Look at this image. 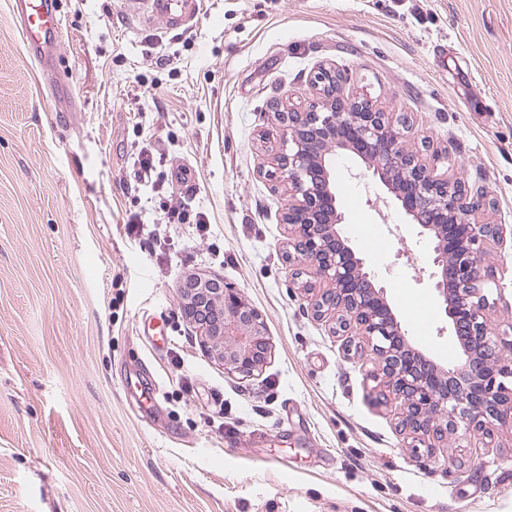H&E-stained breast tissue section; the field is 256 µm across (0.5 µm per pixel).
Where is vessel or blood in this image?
<instances>
[{"label":"vessel or blood","mask_w":512,"mask_h":512,"mask_svg":"<svg viewBox=\"0 0 512 512\" xmlns=\"http://www.w3.org/2000/svg\"><path fill=\"white\" fill-rule=\"evenodd\" d=\"M126 12L141 26L164 23L185 29L198 19L202 0H126ZM13 11L22 30L24 46L47 75H54L62 51L61 18L52 0H15Z\"/></svg>","instance_id":"1"}]
</instances>
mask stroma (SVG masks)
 Instances as JSON below:
<instances>
[{"label": "stroma", "instance_id": "1", "mask_svg": "<svg viewBox=\"0 0 512 512\" xmlns=\"http://www.w3.org/2000/svg\"><path fill=\"white\" fill-rule=\"evenodd\" d=\"M58 2L61 99L0 0V512H512V428L485 448H412L378 401L377 361L313 318L288 196L261 171L282 149L270 101L315 100L325 63L406 118L438 174L486 190L485 221L512 226V0H203L189 32L142 28L123 0ZM334 172L341 236L412 345L448 365L430 237L359 158ZM172 208L206 230L169 223ZM361 224L387 226L384 241ZM484 264L490 320L507 324L512 239L486 244ZM193 274L261 311L258 375L202 347L182 309Z\"/></svg>", "mask_w": 512, "mask_h": 512}]
</instances>
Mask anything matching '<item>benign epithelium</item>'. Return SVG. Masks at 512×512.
<instances>
[{"instance_id":"obj_1","label":"benign epithelium","mask_w":512,"mask_h":512,"mask_svg":"<svg viewBox=\"0 0 512 512\" xmlns=\"http://www.w3.org/2000/svg\"><path fill=\"white\" fill-rule=\"evenodd\" d=\"M343 82L340 71L320 65L309 79L318 102L303 110L287 98L271 104L283 127L285 150L275 165L290 198L282 221L291 234L288 260L299 263L294 279L311 295L316 319L346 337L348 347L359 337L360 348L380 360L376 379L413 442L434 448L450 434L488 436L491 425L512 423V321L504 328L489 324L496 302L481 266L483 244L504 242L505 225L477 222L473 215L492 205L487 192L436 174L406 147L404 119L344 93ZM347 152L373 170L419 234L432 238L430 278L450 331L470 345L460 363L447 369L411 345L384 289L340 236L332 163ZM182 299L184 313L225 369L243 379L262 370L270 353L265 321L238 289L191 277Z\"/></svg>"}]
</instances>
